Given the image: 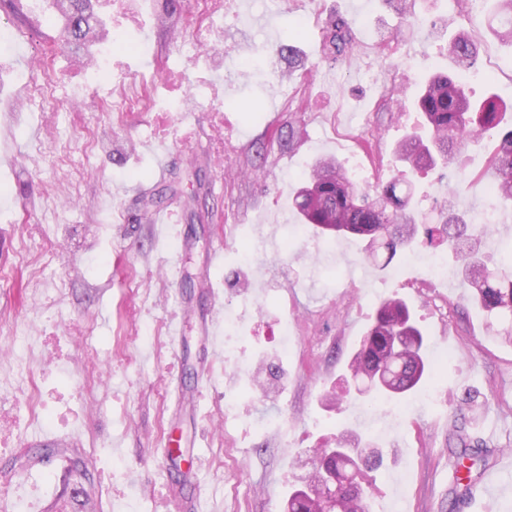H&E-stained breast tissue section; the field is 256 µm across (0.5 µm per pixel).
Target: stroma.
<instances>
[{
  "label": "stroma",
  "mask_w": 512,
  "mask_h": 512,
  "mask_svg": "<svg viewBox=\"0 0 512 512\" xmlns=\"http://www.w3.org/2000/svg\"><path fill=\"white\" fill-rule=\"evenodd\" d=\"M239 6L256 11L253 26L209 19L223 36L217 57L179 38L183 14L164 24L153 16L163 0H137L122 39L153 52L114 53L108 76L73 62L45 9L0 11V26L19 34L0 51V512L19 498L29 512H180L198 488L207 512H282L315 449L340 433L384 453L365 488L377 510L398 501L406 512H512V470L476 503L456 485L462 447L490 470L512 454V347L488 333L434 232L449 210L483 204L498 136L472 143L461 166L411 176L417 234L394 260L321 234L292 206L303 172L326 157L360 158L371 194L403 171L398 143L424 130L414 98L431 74L452 71L456 30L478 51L463 76L471 98L498 94L512 118V47L457 0ZM311 12L317 22L301 23ZM339 21L355 48L336 57L326 43ZM367 33L399 53L361 49ZM48 45L53 93L16 105L19 73ZM246 57L265 79L240 75ZM117 79L148 91L147 112H113ZM158 192L163 202L147 206ZM432 249L445 252L448 279L427 288L418 280ZM177 254L188 266L171 264ZM212 294L236 317L221 333L236 336L238 363L206 355ZM392 296L430 356L454 354L429 382L437 404L408 394L396 404L413 411L397 422L369 418L367 395L339 408L324 399ZM75 456L94 479L82 508Z\"/></svg>",
  "instance_id": "obj_1"
}]
</instances>
